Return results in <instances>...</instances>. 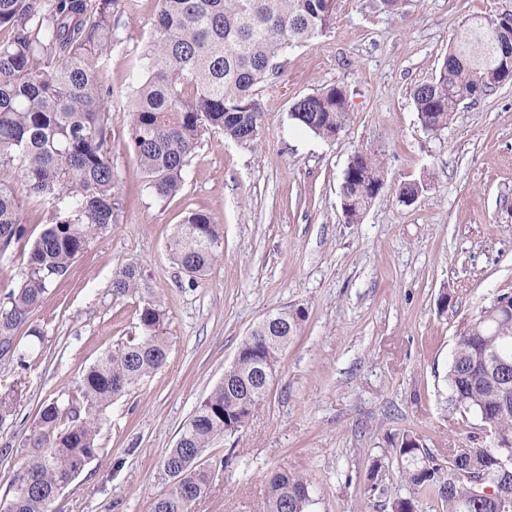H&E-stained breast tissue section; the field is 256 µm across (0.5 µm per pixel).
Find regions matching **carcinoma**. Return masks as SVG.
<instances>
[{
	"instance_id": "1",
	"label": "carcinoma",
	"mask_w": 512,
	"mask_h": 512,
	"mask_svg": "<svg viewBox=\"0 0 512 512\" xmlns=\"http://www.w3.org/2000/svg\"><path fill=\"white\" fill-rule=\"evenodd\" d=\"M132 0H0V172L17 169L22 183L0 177V252L27 239L20 197L41 206L59 195L69 211L50 212L29 245L28 275L0 308V354L14 346L16 332L42 305L54 282L64 276L88 241L114 223L111 90L104 69L118 38L112 15L133 10ZM336 0H160L153 36L144 53L141 81L127 125L130 148L145 185L168 198L182 187L201 136L217 130L238 143L257 141L264 122L257 99L288 51L312 43L332 26ZM512 37V17L501 13L465 21L431 80L411 91L419 122L436 135L453 113L512 82V57L498 61L497 40ZM290 119L331 140L350 120L344 89L331 86L295 100ZM384 184L379 152L356 150L343 184L348 224L361 222L372 204L371 183ZM424 185L398 187L401 202H415ZM223 231L214 218L191 210L168 240L170 258L191 280L203 279L222 255ZM141 270L119 268L112 288L119 294L140 287ZM278 325L255 327L241 342L234 374L200 400L182 426L163 464L179 472L153 503V512H192L207 495L212 472L197 465V451L236 434L251 418L248 402L265 399L269 386L261 370L274 371L283 350L300 333L304 311L274 314ZM138 335L105 351L83 375L77 399L53 400L40 412L29 438L32 448L5 500L8 512H56L64 489L96 456L112 400L130 392L159 370L168 357L162 336L165 312L149 302L139 308ZM512 313L496 302L482 308L457 337L448 367V389L461 425L475 414L496 437L512 438ZM22 385L0 391V425L14 414ZM496 446L467 455L448 449L443 465L412 436L402 439L403 480L410 495L396 498L391 512H417L423 497L439 500L444 512H496L495 502L512 498V474L496 473ZM482 473L493 488L479 496L455 471ZM311 485L295 472H275L268 483L267 512H307Z\"/></svg>"
}]
</instances>
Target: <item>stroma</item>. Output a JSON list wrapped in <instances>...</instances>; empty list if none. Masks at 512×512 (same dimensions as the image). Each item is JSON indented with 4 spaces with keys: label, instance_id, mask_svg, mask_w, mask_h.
Masks as SVG:
<instances>
[{
    "label": "stroma",
    "instance_id": "stroma-1",
    "mask_svg": "<svg viewBox=\"0 0 512 512\" xmlns=\"http://www.w3.org/2000/svg\"><path fill=\"white\" fill-rule=\"evenodd\" d=\"M157 10L158 0H136L112 18L120 40L106 71L115 222L49 288L14 352L0 356V389L24 386L0 426V501L43 406L76 392L151 302L167 313V363L113 400L100 449L58 512H152L170 483L163 459L181 427L223 382L241 341L284 308L303 309L301 331L247 427L201 456L213 481L194 512H266L267 481L279 469L310 480L309 512H390L393 498L409 494L403 437L442 460L467 445V433L492 441L480 417L458 427L448 366L464 325L512 293V83L460 106L435 135L422 129L410 91L434 75L462 22L512 10V0H404L397 16L370 0H337L328 32L290 50L258 93V143L206 132L181 191L167 199L145 187L124 120ZM333 85L345 89L351 120L328 141L288 112ZM358 149L383 154L386 188L361 223L349 224L339 187ZM414 180L425 190L413 204L399 202L396 187ZM190 210L212 214L224 230L222 260L195 285L167 249ZM130 263L142 286L115 293L112 276Z\"/></svg>",
    "mask_w": 512,
    "mask_h": 512
}]
</instances>
